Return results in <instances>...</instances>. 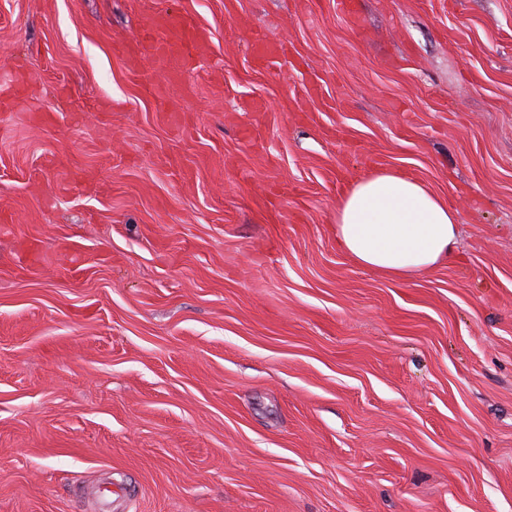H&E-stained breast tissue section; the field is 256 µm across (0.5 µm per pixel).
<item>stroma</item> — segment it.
Listing matches in <instances>:
<instances>
[{
  "mask_svg": "<svg viewBox=\"0 0 512 512\" xmlns=\"http://www.w3.org/2000/svg\"><path fill=\"white\" fill-rule=\"evenodd\" d=\"M209 49L165 98L135 40ZM460 216L397 281L331 230ZM512 512V0H0V512ZM206 40L193 19L179 17L175 20L166 16L153 18L150 32L142 43V49L165 68L173 64L187 66L184 57L203 53ZM459 215L425 183L381 171L336 205V242L355 264L406 280L456 254Z\"/></svg>",
  "mask_w": 512,
  "mask_h": 512,
  "instance_id": "stroma-1",
  "label": "stroma"
}]
</instances>
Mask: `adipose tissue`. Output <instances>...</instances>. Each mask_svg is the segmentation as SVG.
Here are the masks:
<instances>
[{
  "instance_id": "obj_1",
  "label": "adipose tissue",
  "mask_w": 512,
  "mask_h": 512,
  "mask_svg": "<svg viewBox=\"0 0 512 512\" xmlns=\"http://www.w3.org/2000/svg\"><path fill=\"white\" fill-rule=\"evenodd\" d=\"M459 215L425 183L381 171L336 205L333 232L355 264L405 280L456 254Z\"/></svg>"
}]
</instances>
